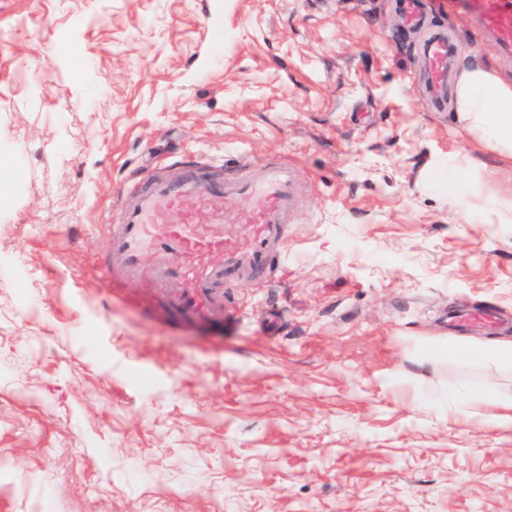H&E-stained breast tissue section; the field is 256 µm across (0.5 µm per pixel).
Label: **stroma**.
Returning <instances> with one entry per match:
<instances>
[{
    "label": "stroma",
    "mask_w": 512,
    "mask_h": 512,
    "mask_svg": "<svg viewBox=\"0 0 512 512\" xmlns=\"http://www.w3.org/2000/svg\"><path fill=\"white\" fill-rule=\"evenodd\" d=\"M0 0V512H512V224L434 174L469 154L426 46L512 48L458 0ZM300 170L283 271L224 326L105 287L117 194L175 155ZM479 305L502 324H451ZM448 357L453 359L470 357L492 363L498 367L512 368V342H495L490 345L459 351L456 347H448Z\"/></svg>",
    "instance_id": "stroma-1"
}]
</instances>
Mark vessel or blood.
<instances>
[{
    "label": "vessel or blood",
    "instance_id": "obj_1",
    "mask_svg": "<svg viewBox=\"0 0 512 512\" xmlns=\"http://www.w3.org/2000/svg\"><path fill=\"white\" fill-rule=\"evenodd\" d=\"M471 17L512 46V0H464ZM430 79L441 83L448 44L427 47ZM234 200L226 210L225 200ZM102 252L105 283L150 280L164 308L181 319L220 323L232 289L269 279L288 249L299 209L298 169L284 157L228 174L198 159L145 171L113 202Z\"/></svg>",
    "mask_w": 512,
    "mask_h": 512
}]
</instances>
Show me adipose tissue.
<instances>
[{"label": "adipose tissue", "instance_id": "1", "mask_svg": "<svg viewBox=\"0 0 512 512\" xmlns=\"http://www.w3.org/2000/svg\"><path fill=\"white\" fill-rule=\"evenodd\" d=\"M451 106L461 128L481 148L512 162V80L503 79L481 57L462 52L456 64ZM467 156H449L436 179L448 189V205L468 224H511L512 199L481 195L469 178Z\"/></svg>", "mask_w": 512, "mask_h": 512}]
</instances>
